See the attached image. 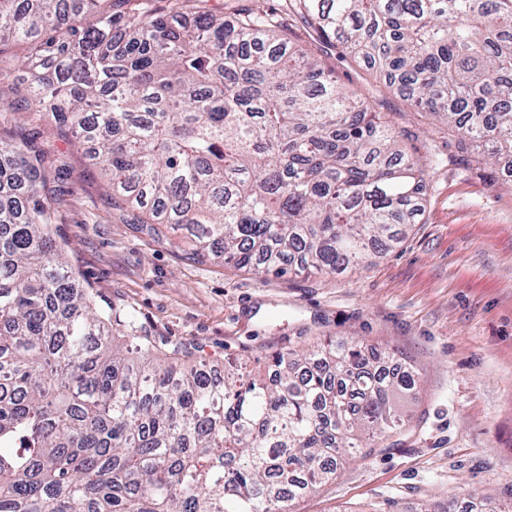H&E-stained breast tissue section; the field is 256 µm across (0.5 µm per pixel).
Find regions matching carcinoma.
<instances>
[{
  "mask_svg": "<svg viewBox=\"0 0 512 512\" xmlns=\"http://www.w3.org/2000/svg\"><path fill=\"white\" fill-rule=\"evenodd\" d=\"M103 0H0L31 44L29 105L101 165L112 207L184 231L198 260L341 274L420 222L435 161L316 57L351 58L480 161L512 155V0H283L167 13ZM191 14L193 22L181 25ZM304 15L324 43L290 37ZM46 170L0 140V512H293L348 456L390 446L414 369L334 340L277 352L274 378L111 350L112 314L49 231Z\"/></svg>",
  "mask_w": 512,
  "mask_h": 512,
  "instance_id": "1",
  "label": "carcinoma"
}]
</instances>
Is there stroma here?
Segmentation results:
<instances>
[{
  "label": "stroma",
  "instance_id": "35a3bbf8",
  "mask_svg": "<svg viewBox=\"0 0 512 512\" xmlns=\"http://www.w3.org/2000/svg\"><path fill=\"white\" fill-rule=\"evenodd\" d=\"M347 85L373 82L385 121L413 132L445 163L431 171L421 224L366 268L326 275H256L221 259L194 260L188 240L112 209L89 153L39 113H16L0 83V139L27 141L49 172L51 234L77 283L110 313H130L140 335L181 365L247 360L264 374L281 349L352 338L395 351L420 373L394 447L356 457L295 512H397L461 504L464 491L512 506V158L462 154L454 129L412 111L382 81L331 53Z\"/></svg>",
  "mask_w": 512,
  "mask_h": 512
}]
</instances>
